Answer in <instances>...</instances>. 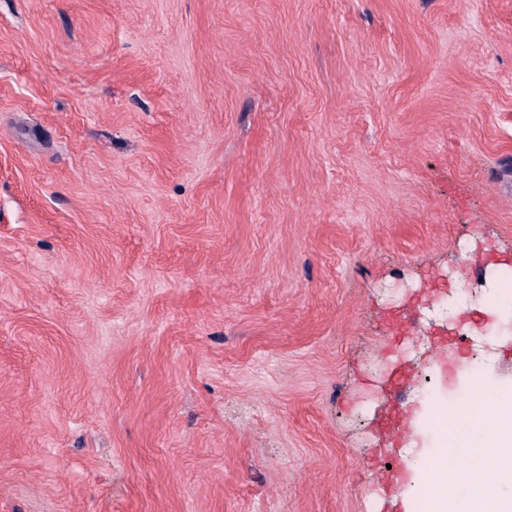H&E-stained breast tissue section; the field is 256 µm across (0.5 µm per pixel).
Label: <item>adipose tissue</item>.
<instances>
[{"label":"adipose tissue","mask_w":512,"mask_h":512,"mask_svg":"<svg viewBox=\"0 0 512 512\" xmlns=\"http://www.w3.org/2000/svg\"><path fill=\"white\" fill-rule=\"evenodd\" d=\"M473 419L482 429L480 458L439 450L416 462L424 487L432 491L428 512H512V391L473 377L464 396L443 415L460 448L466 439L459 427ZM463 483L474 488L465 499L456 494Z\"/></svg>","instance_id":"1"}]
</instances>
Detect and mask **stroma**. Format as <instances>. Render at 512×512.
Wrapping results in <instances>:
<instances>
[{
	"mask_svg": "<svg viewBox=\"0 0 512 512\" xmlns=\"http://www.w3.org/2000/svg\"><path fill=\"white\" fill-rule=\"evenodd\" d=\"M510 284L512 0H0V512H416Z\"/></svg>",
	"mask_w": 512,
	"mask_h": 512,
	"instance_id": "obj_1",
	"label": "stroma"
}]
</instances>
